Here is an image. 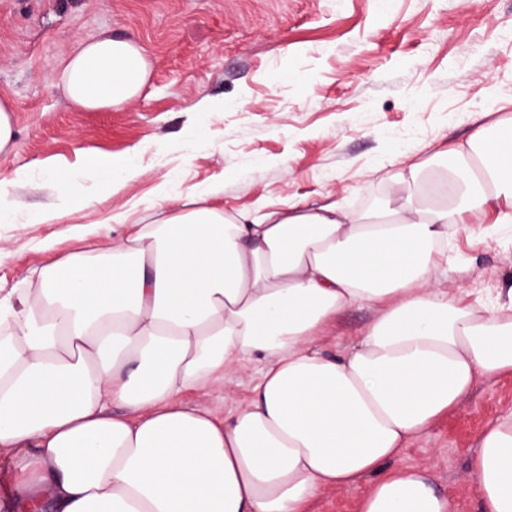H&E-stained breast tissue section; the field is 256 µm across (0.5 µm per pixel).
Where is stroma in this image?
I'll return each mask as SVG.
<instances>
[{"instance_id": "obj_1", "label": "stroma", "mask_w": 512, "mask_h": 512, "mask_svg": "<svg viewBox=\"0 0 512 512\" xmlns=\"http://www.w3.org/2000/svg\"><path fill=\"white\" fill-rule=\"evenodd\" d=\"M137 42L151 61L122 108L71 105L57 72L78 41ZM223 112L196 111L202 99ZM0 99L16 141L0 160L13 221L0 223V286L83 249L98 224H148L158 190L208 193L236 214L268 203L394 200L411 164L466 144L479 119L512 118V0H0ZM137 152L141 173L105 195L88 154ZM68 173L90 208L52 224ZM512 279V224L448 239V289L494 304ZM512 412V379L482 380L400 462L428 469L456 512H480L469 459Z\"/></svg>"}]
</instances>
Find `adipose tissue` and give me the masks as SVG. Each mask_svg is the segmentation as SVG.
<instances>
[{
  "label": "adipose tissue",
  "mask_w": 512,
  "mask_h": 512,
  "mask_svg": "<svg viewBox=\"0 0 512 512\" xmlns=\"http://www.w3.org/2000/svg\"><path fill=\"white\" fill-rule=\"evenodd\" d=\"M134 42L80 41L58 86L118 109L145 86ZM441 204L353 213L285 204L239 219L159 193L168 215L0 287V512H311L370 479L357 512H451L398 460L484 378L512 375V280L492 310L434 277L458 225L512 223V124L436 155ZM106 192L132 156L83 157ZM374 318L347 348L346 308ZM245 403L208 395L244 360ZM469 471L482 512H512V413L486 428Z\"/></svg>",
  "instance_id": "ef3b65f1"
}]
</instances>
